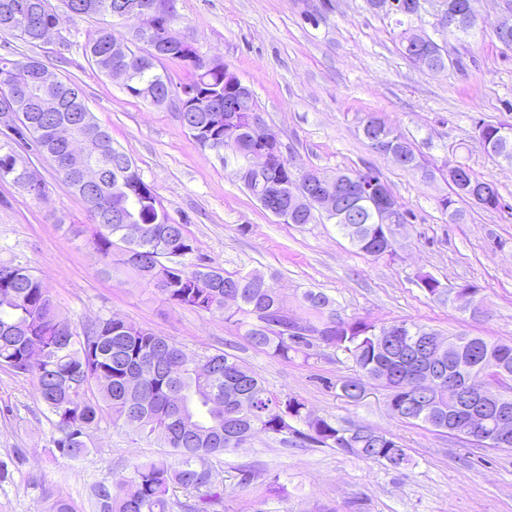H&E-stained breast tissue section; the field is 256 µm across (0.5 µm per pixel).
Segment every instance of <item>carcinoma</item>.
Returning <instances> with one entry per match:
<instances>
[{
	"label": "carcinoma",
	"mask_w": 512,
	"mask_h": 512,
	"mask_svg": "<svg viewBox=\"0 0 512 512\" xmlns=\"http://www.w3.org/2000/svg\"><path fill=\"white\" fill-rule=\"evenodd\" d=\"M36 0H0V33L27 44H37L44 27H55L57 14L53 8L42 12ZM467 0H444L448 12L461 16V27L448 28L450 35H471L476 29L466 20ZM164 22L154 26L148 39L123 32L112 22L97 30L85 44V54L97 69L112 76V68H132L128 93L152 101L167 92L186 94H224V69L192 71L188 81L173 83L166 73L157 71L164 60H182L176 46H163ZM20 68L17 59L0 57V97L14 90L3 74L15 77ZM66 116L61 110L44 109L31 113L30 121L20 120L15 136L0 140V180L11 179L19 165L29 163L17 150L24 145L38 156L54 161L63 182H68L63 148L53 137L56 123ZM367 120L386 127L395 140L404 143L412 156L409 169L423 170L424 164L412 144L395 126L370 115ZM182 126L199 143L225 145L224 123H215L209 112H186ZM499 123L478 124V141L488 155L506 151L512 155V141L505 144L497 138ZM129 155L114 147L104 150L90 161L97 165L106 179L100 202L87 206L91 223H101L100 230L87 242L102 262V272H112V247L121 240L118 224H105L112 214V195L144 184L136 168L123 164ZM263 178L268 182L294 179L288 160L271 167ZM476 187L492 190L481 208L498 210L494 202L500 196L498 186L478 177ZM469 201L455 188L441 200L449 215L462 219V205ZM348 215L360 228V237L353 246L361 252L382 256L384 228L375 223L368 207L355 198L348 203ZM134 219L146 226V239L136 259L117 260L135 272L147 285H154L155 269L170 259L173 267L162 293L180 307L220 315L242 332L250 345L266 355L281 360L302 354L321 345L340 349L355 364L357 375L342 383L344 396L358 401L353 389L381 380L388 373L387 405L398 418L409 423H422L438 432L448 431V416L457 419L454 435L473 444L492 448L494 444L466 431L471 416L467 405L448 403V392H433L428 404L415 406L416 378L438 367L446 371L460 360L474 358L493 365L512 377V342L489 341L465 333L452 335L454 350L446 348L426 354L424 338L436 332L415 322H402L404 337L411 345H386L375 336L376 325L363 319L339 320L337 327L324 331L319 326L325 316H333V300L321 291L308 289L301 294L300 307L316 318L306 322L304 333L287 335L281 325L293 316L278 289L256 272H227L215 266L188 263L194 253L193 240L184 225L172 219L152 188L140 196L132 208ZM421 287L437 299L447 297V290L434 277H419ZM233 294L240 300L236 309L224 307V296ZM181 346L167 336L154 333L114 317H100L80 329L60 319L47 288L20 261H0V367L32 376L37 383L39 399L51 415L56 436L52 437L50 456L60 455L72 460L90 452L88 437L97 429L102 415L112 424H121L137 436L154 438L167 448L176 466L163 461L136 464L109 483L93 486L99 512H217L224 503V493L231 488L252 495L257 505L254 512H263L269 498L288 497L287 488L274 477L260 489L252 486L251 474L242 471L237 482L227 486L218 477L212 459L243 448L255 434L277 435L287 414L302 423L307 431L295 429V438L381 463L393 470L410 464L407 449L394 437L384 433L356 434L345 438L346 429L333 417L308 419L306 404L296 398L269 391L264 382L237 357L226 351L198 354L181 359ZM178 485L190 497L181 501L170 494Z\"/></svg>",
	"instance_id": "1"
}]
</instances>
